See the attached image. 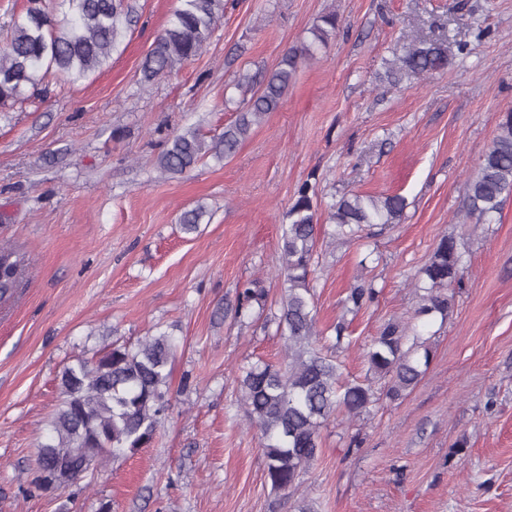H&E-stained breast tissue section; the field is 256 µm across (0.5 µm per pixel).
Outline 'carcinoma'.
I'll return each mask as SVG.
<instances>
[{
    "instance_id": "1",
    "label": "carcinoma",
    "mask_w": 512,
    "mask_h": 512,
    "mask_svg": "<svg viewBox=\"0 0 512 512\" xmlns=\"http://www.w3.org/2000/svg\"><path fill=\"white\" fill-rule=\"evenodd\" d=\"M25 13L13 19L0 46V104L27 100L43 75L56 71L70 81L86 79L112 59L124 35L121 4L116 0H63L68 19L57 23L42 0H27ZM224 17V0H180L168 25L142 61L141 81L150 83L176 65L198 56L217 22ZM338 30L336 12L319 17L311 39L282 55L258 87H250L236 118L224 131L205 142L198 130L175 135L157 155L155 166L164 175L194 170L207 155L215 160L234 156L252 128L276 111L299 66L327 44ZM452 51L443 39H416L402 47L386 70L394 83L427 78L448 69ZM512 197V111L499 124V133L482 154L466 185V213L483 224L500 213ZM316 185L297 186L281 235L282 263L278 278L284 292L275 333L285 340L283 360L262 359L239 370L241 407L249 427L259 433L265 457L264 480L274 492L287 493L299 485L300 474L315 461L320 428L339 415L354 418L375 402L372 385L341 379L334 357L322 353L311 274L320 242ZM407 200L400 194L347 193L329 206L332 239L350 238L367 227L396 224ZM198 204L180 217L184 233H195L206 216ZM24 257L0 246V301L13 296L20 284ZM426 295L420 316L446 319L451 308L447 290L464 273L462 253L454 238L440 239L422 270ZM376 291L360 279L344 298L350 311L374 301ZM267 291L249 280L236 291L235 315L245 318L253 309L264 311ZM176 351L167 332L150 336L135 347H105L91 359L63 368L59 378L60 406L48 423L49 439L41 443L36 476L30 492L65 489L93 474L108 458L134 455L148 446L169 410V367ZM364 358L374 373L389 378L386 395L405 397L427 370L431 350L418 337H409L396 322L386 324Z\"/></svg>"
}]
</instances>
